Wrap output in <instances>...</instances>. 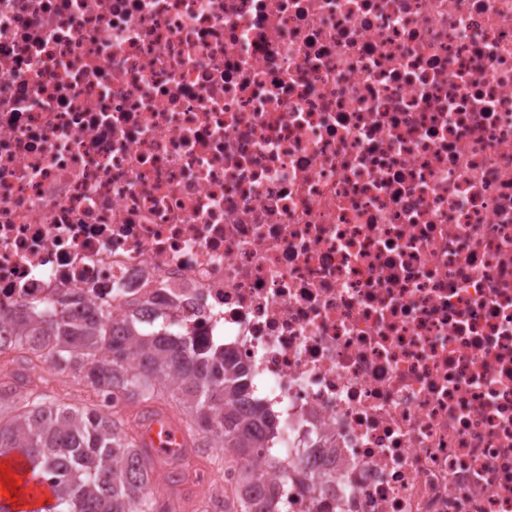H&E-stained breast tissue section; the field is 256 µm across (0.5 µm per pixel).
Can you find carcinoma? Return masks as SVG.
Instances as JSON below:
<instances>
[{"label": "carcinoma", "instance_id": "cac0c4a2", "mask_svg": "<svg viewBox=\"0 0 512 512\" xmlns=\"http://www.w3.org/2000/svg\"><path fill=\"white\" fill-rule=\"evenodd\" d=\"M159 328L141 332L134 319L118 325L110 311L83 306L53 310L25 306L0 318V349L12 345L45 357L59 373L81 376L108 395L112 411L57 404L37 391L18 398L0 389V457L17 454L31 478L47 485L55 502L47 512H163L149 492L154 463L127 432L119 406L181 397L188 431L205 445L243 462L224 512H265L253 495L249 461L263 447L267 411L240 409L247 374L231 363L224 346L206 350L171 338ZM134 350L137 364L127 363Z\"/></svg>", "mask_w": 512, "mask_h": 512}]
</instances>
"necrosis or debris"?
Returning a JSON list of instances; mask_svg holds the SVG:
<instances>
[{
    "label": "necrosis or debris",
    "instance_id": "1",
    "mask_svg": "<svg viewBox=\"0 0 512 512\" xmlns=\"http://www.w3.org/2000/svg\"><path fill=\"white\" fill-rule=\"evenodd\" d=\"M223 344L289 512H512V0H0V313Z\"/></svg>",
    "mask_w": 512,
    "mask_h": 512
}]
</instances>
